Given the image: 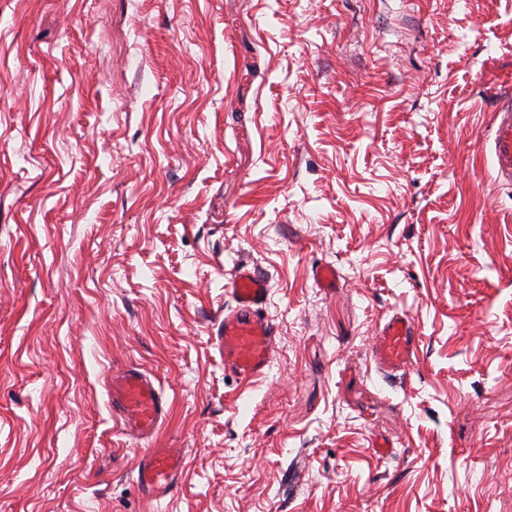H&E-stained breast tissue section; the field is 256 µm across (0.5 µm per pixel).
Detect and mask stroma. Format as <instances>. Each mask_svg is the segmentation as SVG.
I'll return each instance as SVG.
<instances>
[{
	"label": "stroma",
	"mask_w": 512,
	"mask_h": 512,
	"mask_svg": "<svg viewBox=\"0 0 512 512\" xmlns=\"http://www.w3.org/2000/svg\"><path fill=\"white\" fill-rule=\"evenodd\" d=\"M508 54L512 0H0V512H512L478 91ZM244 261L278 336L248 384L216 339ZM129 365L184 459L154 504L108 405ZM416 348V336L407 316L395 314L380 330L374 357L379 368L394 371L410 365Z\"/></svg>",
	"instance_id": "1"
}]
</instances>
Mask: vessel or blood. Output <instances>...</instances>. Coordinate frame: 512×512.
<instances>
[{
  "instance_id": "obj_1",
  "label": "vessel or blood",
  "mask_w": 512,
  "mask_h": 512,
  "mask_svg": "<svg viewBox=\"0 0 512 512\" xmlns=\"http://www.w3.org/2000/svg\"><path fill=\"white\" fill-rule=\"evenodd\" d=\"M480 95L493 113L490 153L499 180H512V56L491 57L484 65ZM231 307L224 313L220 344L224 348V369L242 380L269 370L277 346L271 323L261 306L268 282L249 264H238L225 288ZM416 338L410 319L394 315L380 330L374 357L379 368L394 371L410 365ZM108 403L124 431L139 440H151L168 413L163 391L146 371L130 367L112 374ZM182 456L170 448L147 449L138 469L137 482L143 496L160 501L172 495Z\"/></svg>"
}]
</instances>
